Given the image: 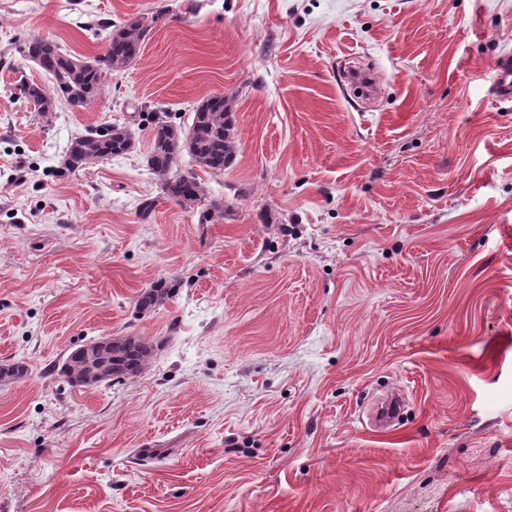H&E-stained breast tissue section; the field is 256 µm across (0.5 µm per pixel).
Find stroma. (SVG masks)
<instances>
[{
    "instance_id": "35a3bbf8",
    "label": "stroma",
    "mask_w": 512,
    "mask_h": 512,
    "mask_svg": "<svg viewBox=\"0 0 512 512\" xmlns=\"http://www.w3.org/2000/svg\"><path fill=\"white\" fill-rule=\"evenodd\" d=\"M160 9L87 107L16 99L51 84L18 42L97 56L104 22ZM508 51L512 0H0V364L29 366L0 383V512H512ZM217 94L237 154L199 171L226 209L201 224L159 199L139 109L185 126ZM102 123L134 151L60 174ZM110 336L155 343L147 369L70 385ZM385 384L389 434L363 423ZM496 80L492 86L493 94L500 101L512 100V56L509 53L494 58L490 63ZM177 283L167 278H160L149 288L141 291L136 299V309L139 314L146 315L165 305L177 292Z\"/></svg>"
}]
</instances>
